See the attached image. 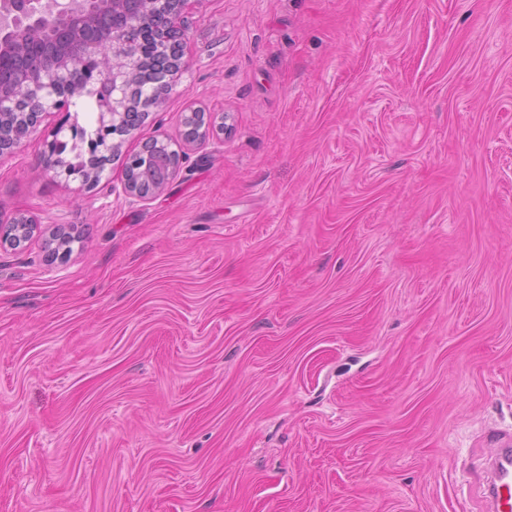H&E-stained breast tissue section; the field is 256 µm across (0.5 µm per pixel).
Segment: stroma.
Returning a JSON list of instances; mask_svg holds the SVG:
<instances>
[{
    "instance_id": "35a3bbf8",
    "label": "stroma",
    "mask_w": 512,
    "mask_h": 512,
    "mask_svg": "<svg viewBox=\"0 0 512 512\" xmlns=\"http://www.w3.org/2000/svg\"><path fill=\"white\" fill-rule=\"evenodd\" d=\"M99 182L0 156V512H482L512 431V0H195ZM224 116L168 188L126 157ZM81 234L50 260L54 228ZM151 164L148 165L147 169H144V167L139 166L136 169V171L132 170V172H127L126 174L124 173L122 192L126 198H128L131 201H148L155 197L157 194L164 191L166 187L169 185L174 173L176 172V169L173 172H171L169 176H165L164 178H162L161 180L154 184L153 177L148 176V171L151 167ZM133 172L140 181H138L137 178L132 174ZM141 184L145 188H149L153 184L154 185L149 191L146 192L142 188ZM16 223L29 224V227L32 229L30 238L33 237L38 228V222L33 216H28L22 213L17 214L10 224H0V250L3 248H10L12 250L19 248L20 244L17 242L15 230L13 228V225Z\"/></svg>"
}]
</instances>
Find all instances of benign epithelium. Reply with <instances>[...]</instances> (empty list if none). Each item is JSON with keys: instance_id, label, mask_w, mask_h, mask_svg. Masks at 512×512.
I'll return each instance as SVG.
<instances>
[{"instance_id": "obj_1", "label": "benign epithelium", "mask_w": 512, "mask_h": 512, "mask_svg": "<svg viewBox=\"0 0 512 512\" xmlns=\"http://www.w3.org/2000/svg\"><path fill=\"white\" fill-rule=\"evenodd\" d=\"M193 0H0V44L21 38L30 27L49 21L43 46L31 54L30 64L0 84V119L16 117L11 132L0 128V154L20 149L52 111L70 112L76 97H95L99 128L119 137L105 140L95 157L116 156L124 137L136 130L148 109L159 106L174 87L173 76L185 67L172 59L167 34L183 43L189 30ZM169 57V67H152L154 57ZM154 79L156 95L135 94L140 82ZM44 155L45 170L69 174L68 162L52 149ZM172 176L148 191L130 172L124 174L122 192L131 201H148L169 185ZM37 230V220L16 215L0 224V250L19 248L14 224Z\"/></svg>"}]
</instances>
